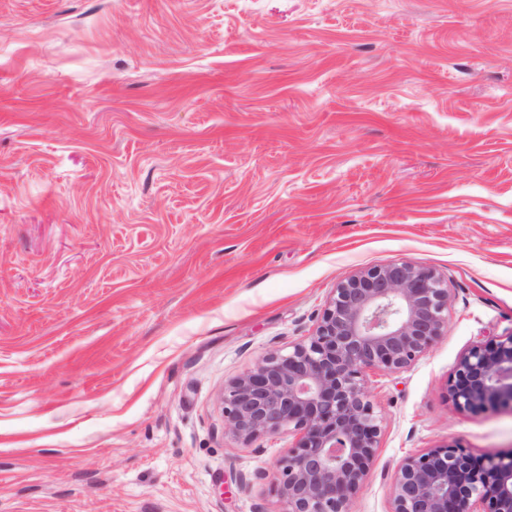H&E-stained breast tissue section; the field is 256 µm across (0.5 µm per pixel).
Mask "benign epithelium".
<instances>
[{
  "mask_svg": "<svg viewBox=\"0 0 512 512\" xmlns=\"http://www.w3.org/2000/svg\"><path fill=\"white\" fill-rule=\"evenodd\" d=\"M448 282L405 261L340 282L315 332L271 352L224 387V429L251 442L288 434L279 460V512H349L379 448L368 372L409 367L443 336ZM447 392L461 411L512 414V335L459 359ZM393 512H512V449L475 459L446 445L407 457L395 472Z\"/></svg>",
  "mask_w": 512,
  "mask_h": 512,
  "instance_id": "obj_1",
  "label": "benign epithelium"
}]
</instances>
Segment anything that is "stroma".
Returning <instances> with one entry per match:
<instances>
[{
  "label": "stroma",
  "mask_w": 512,
  "mask_h": 512,
  "mask_svg": "<svg viewBox=\"0 0 512 512\" xmlns=\"http://www.w3.org/2000/svg\"><path fill=\"white\" fill-rule=\"evenodd\" d=\"M394 260L448 324L370 374L351 512L512 448L446 396L512 335V0H0V512H279L292 439L225 432L224 388Z\"/></svg>",
  "instance_id": "35a3bbf8"
}]
</instances>
